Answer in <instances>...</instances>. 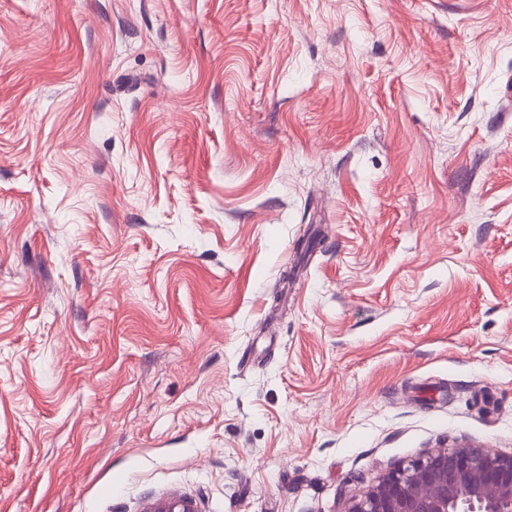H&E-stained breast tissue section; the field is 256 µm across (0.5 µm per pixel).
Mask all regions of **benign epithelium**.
<instances>
[{
	"instance_id": "1",
	"label": "benign epithelium",
	"mask_w": 512,
	"mask_h": 512,
	"mask_svg": "<svg viewBox=\"0 0 512 512\" xmlns=\"http://www.w3.org/2000/svg\"><path fill=\"white\" fill-rule=\"evenodd\" d=\"M146 512H194L171 499ZM345 512H512V454L457 444L433 448L375 477Z\"/></svg>"
}]
</instances>
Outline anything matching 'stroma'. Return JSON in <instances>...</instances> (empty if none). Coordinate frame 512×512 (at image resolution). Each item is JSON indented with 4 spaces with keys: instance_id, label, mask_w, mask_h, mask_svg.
I'll use <instances>...</instances> for the list:
<instances>
[{
    "instance_id": "1",
    "label": "stroma",
    "mask_w": 512,
    "mask_h": 512,
    "mask_svg": "<svg viewBox=\"0 0 512 512\" xmlns=\"http://www.w3.org/2000/svg\"><path fill=\"white\" fill-rule=\"evenodd\" d=\"M461 443L512 454V0H0V512Z\"/></svg>"
}]
</instances>
